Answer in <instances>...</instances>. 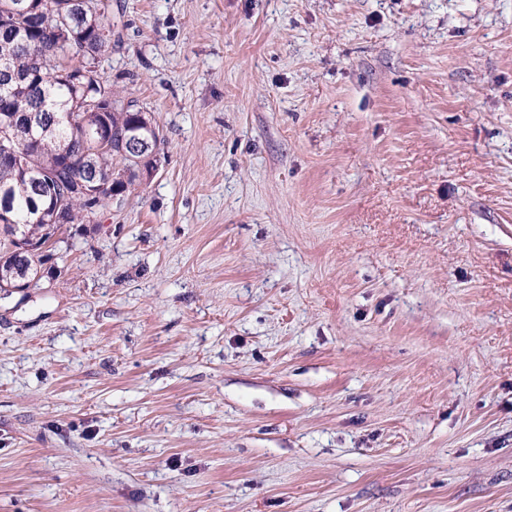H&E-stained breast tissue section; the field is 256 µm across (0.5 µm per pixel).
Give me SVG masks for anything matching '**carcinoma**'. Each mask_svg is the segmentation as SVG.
Segmentation results:
<instances>
[{
  "label": "carcinoma",
  "mask_w": 512,
  "mask_h": 512,
  "mask_svg": "<svg viewBox=\"0 0 512 512\" xmlns=\"http://www.w3.org/2000/svg\"><path fill=\"white\" fill-rule=\"evenodd\" d=\"M112 49V0H0V128L16 127L26 167L0 159V289L30 284L44 265L41 248L56 243L60 226L47 223L60 202L35 192L26 172L56 181L68 196L62 204L69 224L87 223L89 201L69 194L97 171L94 204L125 192L132 165L125 137L140 129L145 112L118 97L99 71ZM111 148L98 146V140ZM70 149L74 161L60 162ZM21 226L31 253H18L11 225Z\"/></svg>",
  "instance_id": "carcinoma-1"
}]
</instances>
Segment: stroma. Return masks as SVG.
<instances>
[{"label":"stroma","instance_id":"1","mask_svg":"<svg viewBox=\"0 0 512 512\" xmlns=\"http://www.w3.org/2000/svg\"><path fill=\"white\" fill-rule=\"evenodd\" d=\"M158 170L0 292V512H512V0H116Z\"/></svg>","mask_w":512,"mask_h":512}]
</instances>
